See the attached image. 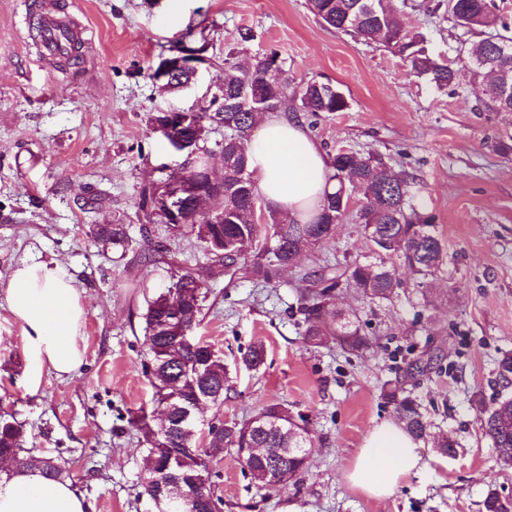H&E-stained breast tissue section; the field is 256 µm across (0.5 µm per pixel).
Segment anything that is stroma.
Segmentation results:
<instances>
[{
    "label": "stroma",
    "instance_id": "1",
    "mask_svg": "<svg viewBox=\"0 0 512 512\" xmlns=\"http://www.w3.org/2000/svg\"><path fill=\"white\" fill-rule=\"evenodd\" d=\"M28 2L0 0V413L25 422L33 456L69 459L89 512H155L141 486L145 445L126 416L155 408L142 370L147 303L192 272L207 284L197 333L223 352L231 377L223 406L205 419L239 422L279 403L307 416L314 445L299 482L278 490L258 489L233 448L216 453L224 512H484L489 489L512 493V466L500 463L469 407L474 393L497 396V360L512 351V153L495 147L512 136V112L486 110L476 83L437 89L382 44L322 26L306 0H63L87 45L78 64L50 68L37 58ZM446 2L393 0L420 47L460 70L480 37L455 27ZM247 29L254 38L245 42ZM184 45L206 57L204 85L220 83L227 52L244 62L277 50L293 86L328 81L348 101L314 123L284 105L325 153H372L392 173L414 175L445 261L423 291L403 268L390 299L337 290L327 322L339 311L357 316L373 334L368 349L306 345L292 313L309 273L373 258L355 210L273 285L253 277L251 249L230 277L193 237L142 223L145 180L159 164L180 162L148 117L198 95L160 92L149 73ZM116 222L129 227L127 250L91 232ZM147 251L153 262L142 261ZM25 262L57 263L87 296L82 366L65 380L45 372L34 392L25 387L21 327L1 290ZM257 340L265 362L245 370L240 352ZM433 353L443 355L442 370L404 377L410 360ZM397 378L431 435L421 442L422 469L391 498L370 499L344 473L367 430L395 419L381 392ZM442 435L458 442L455 458L438 452Z\"/></svg>",
    "mask_w": 512,
    "mask_h": 512
}]
</instances>
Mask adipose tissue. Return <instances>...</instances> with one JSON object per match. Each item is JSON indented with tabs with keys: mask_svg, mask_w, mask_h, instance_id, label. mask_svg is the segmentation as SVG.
<instances>
[{
	"mask_svg": "<svg viewBox=\"0 0 512 512\" xmlns=\"http://www.w3.org/2000/svg\"><path fill=\"white\" fill-rule=\"evenodd\" d=\"M258 192L300 222L311 221L327 192L331 168L319 144L297 122L265 116L247 144ZM11 315L19 323L28 361L26 385L37 388L44 369L73 377L84 359V292L59 266L24 263L4 289ZM422 467L419 443L398 422L387 420L368 431L346 477L368 497L386 499ZM71 483L44 479L37 467L11 470L0 481V512H87Z\"/></svg>",
	"mask_w": 512,
	"mask_h": 512,
	"instance_id": "1",
	"label": "adipose tissue"
}]
</instances>
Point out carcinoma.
I'll use <instances>...</instances> for the list:
<instances>
[{"mask_svg": "<svg viewBox=\"0 0 512 512\" xmlns=\"http://www.w3.org/2000/svg\"><path fill=\"white\" fill-rule=\"evenodd\" d=\"M391 0H308V8L325 27L351 32L366 41L381 42L399 54L411 70L426 77L440 89L460 86L459 71L430 57L417 47L413 38L403 33L393 15ZM448 13L455 25L469 32L485 35L472 50L470 78L486 80L483 105L490 111L512 112V89L500 86L499 74H512V20L498 13L496 0H454ZM273 51L249 66L250 74L241 71L233 54L224 57V111L207 115L210 130L224 129V168L207 174L204 157L209 134L202 133L196 122H177L176 136L185 142L187 168L180 175L193 181L198 194L218 199L224 206V223L212 224L196 212L194 202L187 205L186 233L193 236L206 254L232 267L238 248L247 240H256L251 268L253 276L274 284L282 271L303 252H311L333 238L336 225L349 206L350 190L362 191L363 204L357 221L373 243L392 239L395 255L413 275L416 286L424 287L444 262V246L435 232L434 217L419 211L411 181L392 177L384 163L375 157L338 150L329 155L333 192L326 194L320 213L311 224H299L275 207H267V225L249 223L251 202L260 201L252 174L241 178L249 166L246 142L259 117L280 108L288 95L290 82L285 71L275 75L270 65L276 63ZM348 103L331 83L309 81L301 88L298 111L318 115L343 112ZM164 192L157 182L146 184L140 192L139 209L146 222L160 224L157 212ZM94 236L103 243L123 249L130 245L124 224H96ZM310 284L300 295L299 325L302 335L313 344L330 341L348 351H360L370 345L365 325L343 313L336 314V325L324 321L335 289L344 286L372 302L389 299L401 286L395 263L377 254L375 260L336 264V271L325 268L309 276ZM206 283L194 274L181 275L166 292L149 301L145 321V338L149 362L144 364L154 388L158 408L168 410L165 423L157 424L146 414L131 416L127 423L136 428L147 444L144 493L158 512H208L214 502L223 503L215 494L213 478L218 476L206 445L222 448H252L254 453L240 459L243 470L259 488L275 489L296 480L312 451L308 421L279 404L261 408L253 417L226 424L215 418L205 424L197 418L198 399L207 394L223 393L230 382L224 357L203 337L194 334L200 324L203 289ZM185 307V336L170 329L171 308ZM265 348L253 343L241 356L240 363L255 370L264 363ZM502 387L512 386V352H504L497 362ZM382 397L394 406L399 423L416 439L430 435L431 422L420 411L414 398L405 394L399 382L384 385ZM481 428L493 443L498 458L512 461V395H499L491 403L475 393L470 399ZM208 432L209 443L201 441ZM27 448L24 424L12 414L0 415V458L15 468L29 467L33 458ZM41 475L53 481L74 480L68 462L61 456L38 460ZM485 512H512V496L496 489L488 491Z\"/></svg>", "mask_w": 512, "mask_h": 512, "instance_id": "1", "label": "carcinoma"}]
</instances>
